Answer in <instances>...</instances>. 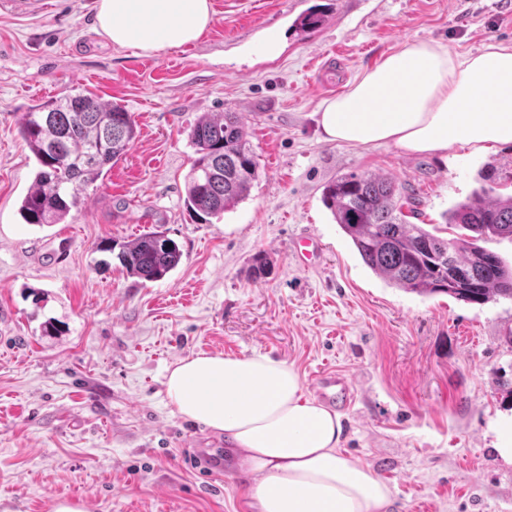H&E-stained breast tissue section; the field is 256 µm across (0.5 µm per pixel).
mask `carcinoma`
Instances as JSON below:
<instances>
[{
	"label": "carcinoma",
	"mask_w": 512,
	"mask_h": 512,
	"mask_svg": "<svg viewBox=\"0 0 512 512\" xmlns=\"http://www.w3.org/2000/svg\"><path fill=\"white\" fill-rule=\"evenodd\" d=\"M20 133L39 164L20 214L28 224H60L85 187L131 149L137 125L119 103L68 93L23 113ZM246 136L237 112L207 114L192 126L195 159L186 183L190 210L217 216L249 195L259 178V162ZM496 180L490 169L481 171L480 186L444 214L445 223L460 230L451 239L406 222L402 208L410 195L391 177H338L325 185L322 202L363 263L391 285L481 305L497 297L512 299V268L480 245L492 237H512V194L493 195ZM97 250L117 252L126 272L143 282L163 279L182 257L176 242L158 231L121 244L102 242Z\"/></svg>",
	"instance_id": "carcinoma-1"
}]
</instances>
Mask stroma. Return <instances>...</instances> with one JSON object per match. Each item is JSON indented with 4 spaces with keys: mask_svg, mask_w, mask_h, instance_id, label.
<instances>
[{
    "mask_svg": "<svg viewBox=\"0 0 512 512\" xmlns=\"http://www.w3.org/2000/svg\"><path fill=\"white\" fill-rule=\"evenodd\" d=\"M212 6L197 41L158 57L98 34L94 0L0 12V512L74 499L85 512H252L246 477L189 458L224 447L223 434L167 403L168 368L198 353L286 361L309 393L321 369L352 377L340 447L393 487L392 512H512V465L494 449L497 421L512 415V299L467 304L390 285L322 202L341 175L390 176L415 198L408 222L449 238L443 213L487 163L512 173V146L409 155L325 141L316 122L324 100L408 43L458 54L512 45V0ZM311 12L322 24L296 30ZM334 48L343 75L327 90L312 63ZM67 91L122 104L138 137L65 223L28 224L19 209L38 164L20 120ZM224 112L241 113L261 174L245 200L203 219L185 204L189 132ZM154 229L182 253L162 280L129 277L96 249ZM305 235L321 249L309 270L290 252ZM259 255L269 273L255 279Z\"/></svg>",
    "mask_w": 512,
    "mask_h": 512,
    "instance_id": "35a3bbf8",
    "label": "stroma"
}]
</instances>
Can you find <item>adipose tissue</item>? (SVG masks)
I'll return each mask as SVG.
<instances>
[{
	"label": "adipose tissue",
	"instance_id": "obj_1",
	"mask_svg": "<svg viewBox=\"0 0 512 512\" xmlns=\"http://www.w3.org/2000/svg\"><path fill=\"white\" fill-rule=\"evenodd\" d=\"M98 30L154 56L210 27V0H96ZM325 140L437 154L512 145V46L459 55L418 40L323 101ZM166 395L185 419L222 433L253 475L255 512H389L393 490L339 448V414L308 396L293 365L265 354H199L170 368Z\"/></svg>",
	"mask_w": 512,
	"mask_h": 512
}]
</instances>
